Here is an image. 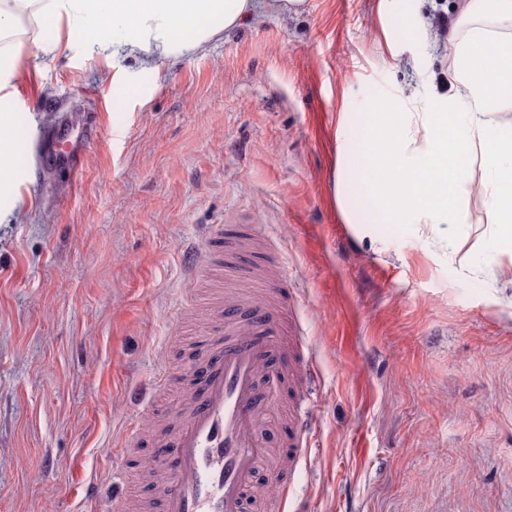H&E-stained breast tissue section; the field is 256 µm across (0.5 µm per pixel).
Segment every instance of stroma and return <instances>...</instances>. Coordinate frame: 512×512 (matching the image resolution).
I'll return each mask as SVG.
<instances>
[{
    "mask_svg": "<svg viewBox=\"0 0 512 512\" xmlns=\"http://www.w3.org/2000/svg\"><path fill=\"white\" fill-rule=\"evenodd\" d=\"M512 21L460 0H306L243 21L195 55L134 59L28 45L18 73L19 196L0 195V512H106L75 477L151 499L154 426L181 399L210 331L188 307L182 247L209 225H260L288 271L314 371L296 401L314 448L289 512H512V269L484 260L486 168L473 161L460 263L425 224L348 223L341 113L455 93L449 38ZM98 118L71 182L36 155L49 131Z\"/></svg>",
    "mask_w": 512,
    "mask_h": 512,
    "instance_id": "1",
    "label": "stroma"
}]
</instances>
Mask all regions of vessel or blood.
I'll list each match as a JSON object with an SVG mask.
<instances>
[{"instance_id":"1","label":"vessel or blood","mask_w":512,"mask_h":512,"mask_svg":"<svg viewBox=\"0 0 512 512\" xmlns=\"http://www.w3.org/2000/svg\"><path fill=\"white\" fill-rule=\"evenodd\" d=\"M97 136L93 126L77 136L60 127L49 135L47 148L75 175L78 142ZM228 233L223 224L208 233L209 260L220 273ZM287 317V307H271L244 289L218 310L172 431L154 443L151 464L160 480L162 512H248L254 477L275 455L265 437L273 408L264 390L297 370V349L283 340ZM308 431L306 421L296 419L288 436L291 459L274 474L276 493L265 500L263 512H287L288 472L311 452Z\"/></svg>"}]
</instances>
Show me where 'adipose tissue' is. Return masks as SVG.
Masks as SVG:
<instances>
[{"label":"adipose tissue","instance_id":"obj_1","mask_svg":"<svg viewBox=\"0 0 512 512\" xmlns=\"http://www.w3.org/2000/svg\"><path fill=\"white\" fill-rule=\"evenodd\" d=\"M305 0H0V190L17 192L22 139L13 85L28 43L64 55L82 48L133 57L152 68L157 55L188 57L266 13L299 12ZM459 96L423 105L398 103L338 142L347 183L364 184L372 203L396 224H458L473 151L490 173L486 262L512 263V41L483 31L456 41Z\"/></svg>","mask_w":512,"mask_h":512}]
</instances>
